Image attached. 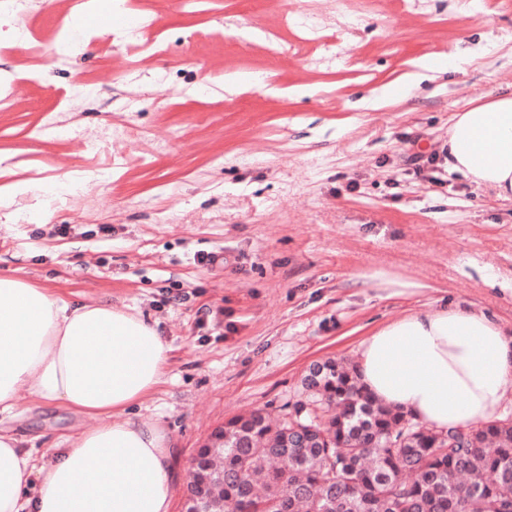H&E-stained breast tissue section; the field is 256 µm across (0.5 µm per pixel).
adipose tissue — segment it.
I'll return each instance as SVG.
<instances>
[{
	"mask_svg": "<svg viewBox=\"0 0 512 512\" xmlns=\"http://www.w3.org/2000/svg\"><path fill=\"white\" fill-rule=\"evenodd\" d=\"M448 167L512 199V94L455 115ZM169 352L139 314L0 274V415L24 392L95 421L61 437L44 463L0 427V512H169L167 431L127 415L166 382ZM357 372L380 402L445 432L496 416L512 389V336L480 311L411 314L361 342Z\"/></svg>",
	"mask_w": 512,
	"mask_h": 512,
	"instance_id": "ef3b65f1",
	"label": "adipose tissue"
}]
</instances>
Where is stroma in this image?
Listing matches in <instances>:
<instances>
[{
  "mask_svg": "<svg viewBox=\"0 0 512 512\" xmlns=\"http://www.w3.org/2000/svg\"><path fill=\"white\" fill-rule=\"evenodd\" d=\"M490 92L512 93V0L0 5V179L31 186L0 206V273L156 324L170 374L130 413L171 439L170 512L213 431L281 415L379 327L459 306L512 333V199L437 153ZM0 423L39 459L87 421L23 394Z\"/></svg>",
  "mask_w": 512,
  "mask_h": 512,
  "instance_id": "35a3bbf8",
  "label": "stroma"
}]
</instances>
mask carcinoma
<instances>
[{"mask_svg": "<svg viewBox=\"0 0 512 512\" xmlns=\"http://www.w3.org/2000/svg\"><path fill=\"white\" fill-rule=\"evenodd\" d=\"M278 422L256 409L211 435L187 486L205 512H498L512 502V419L448 434L386 406L327 359Z\"/></svg>", "mask_w": 512, "mask_h": 512, "instance_id": "1", "label": "carcinoma"}]
</instances>
